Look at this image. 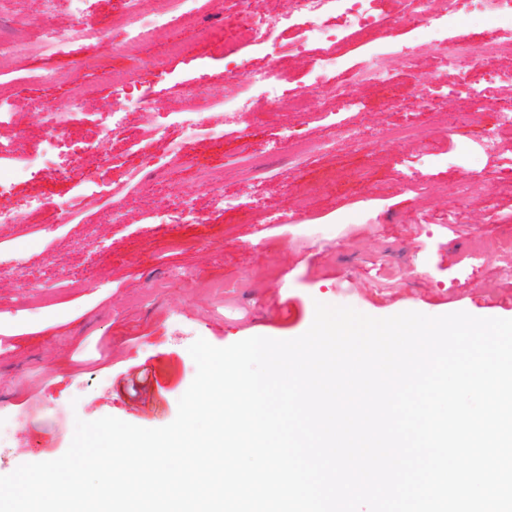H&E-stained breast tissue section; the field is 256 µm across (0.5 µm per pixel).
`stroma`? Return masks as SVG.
Here are the masks:
<instances>
[{"label":"stroma","instance_id":"1","mask_svg":"<svg viewBox=\"0 0 512 512\" xmlns=\"http://www.w3.org/2000/svg\"><path fill=\"white\" fill-rule=\"evenodd\" d=\"M39 9V0H7L0 16L21 21V40L40 42L48 25L70 41L60 52L18 57L13 73L0 78L10 112L0 144L26 166L49 138L36 120L41 105L73 108L57 165L83 156L93 178L78 185L23 177L0 191V211L26 213L24 224L0 223V430L9 435L0 476L61 457L79 419L170 424L196 375L189 348L200 338L216 347L256 336L294 339L309 329L319 302L375 318L463 311L512 319V279L498 261L468 257L479 240L512 238V125L502 118L512 100V57L464 68L444 63L429 32L402 21L403 0H376V23L339 30L325 46L300 45L299 20L241 45L218 28L184 58L167 49L168 41L192 38L181 22H170L136 55L116 57L76 37L68 0L42 25L30 21ZM456 13L449 38L512 41V23L485 24L478 0H457ZM384 45L417 56L419 71L398 60L385 84H355L363 52ZM324 49L340 60L326 75L336 85L332 95L313 77ZM269 67L306 92L305 109L272 106L255 89L250 108L232 119L223 105L209 108L208 117L224 125L223 144L182 129V113L196 103L175 96V84ZM45 70L65 73L67 84H41ZM111 70L134 74L127 94L106 82ZM73 85L84 91L78 108L69 97ZM143 100L149 110L140 108ZM452 111L461 114L459 124H449ZM116 114L123 122L117 130ZM338 122L362 127L368 142L303 154L305 140L323 138ZM400 126L413 127L416 138L389 139ZM104 136L112 142L107 163L84 148ZM420 136L430 139V155H419ZM172 140L194 161L171 167L187 201L175 212L156 181L132 176L142 157L166 158ZM199 166L216 174L221 196L237 199L236 208L200 187ZM470 179L480 189L460 197ZM416 180L424 191H411ZM74 196L83 200L77 214L55 209ZM116 202L120 224L106 219ZM15 249L32 280L25 288L10 265ZM176 269L190 270L192 280L173 278ZM244 273L251 291L237 310L224 311L216 285ZM54 279L65 288H47Z\"/></svg>","mask_w":512,"mask_h":512}]
</instances>
